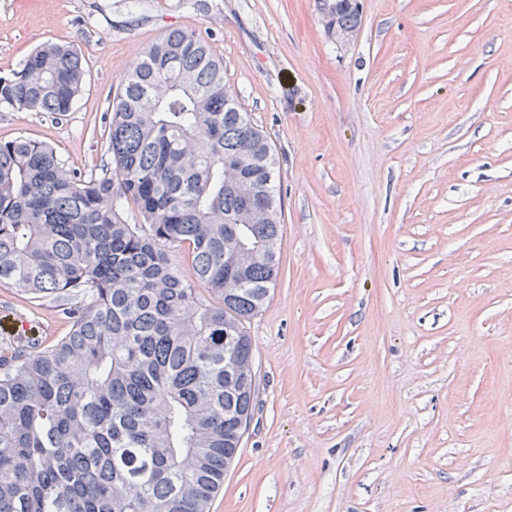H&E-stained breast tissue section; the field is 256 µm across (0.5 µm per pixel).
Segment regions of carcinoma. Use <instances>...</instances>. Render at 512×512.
<instances>
[{
	"label": "carcinoma",
	"mask_w": 512,
	"mask_h": 512,
	"mask_svg": "<svg viewBox=\"0 0 512 512\" xmlns=\"http://www.w3.org/2000/svg\"><path fill=\"white\" fill-rule=\"evenodd\" d=\"M320 12L351 35L361 0ZM84 78L77 49L47 42L0 77V104L61 115ZM106 154L82 177L44 142L0 141V287L70 323L0 355V512H209L252 418L232 363L253 356L246 323L279 276L282 205L267 136L205 39L173 29L143 48Z\"/></svg>",
	"instance_id": "1"
}]
</instances>
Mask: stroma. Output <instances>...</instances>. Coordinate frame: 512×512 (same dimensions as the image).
Instances as JSON below:
<instances>
[{
    "mask_svg": "<svg viewBox=\"0 0 512 512\" xmlns=\"http://www.w3.org/2000/svg\"><path fill=\"white\" fill-rule=\"evenodd\" d=\"M145 3L0 0V77L46 41L87 70L71 112L0 105V140L97 170L131 54L173 29L265 131L280 273L211 512H512V0H362L344 42L317 0ZM69 329L0 288V350Z\"/></svg>",
    "mask_w": 512,
    "mask_h": 512,
    "instance_id": "35a3bbf8",
    "label": "stroma"
}]
</instances>
